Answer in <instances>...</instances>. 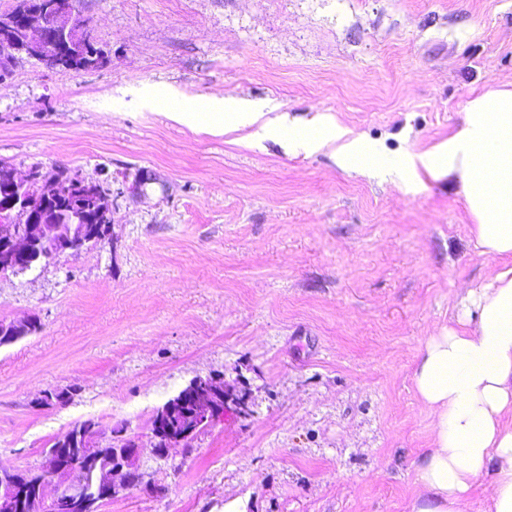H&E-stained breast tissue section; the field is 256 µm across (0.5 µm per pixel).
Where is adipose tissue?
I'll use <instances>...</instances> for the list:
<instances>
[{
    "label": "adipose tissue",
    "mask_w": 512,
    "mask_h": 512,
    "mask_svg": "<svg viewBox=\"0 0 512 512\" xmlns=\"http://www.w3.org/2000/svg\"><path fill=\"white\" fill-rule=\"evenodd\" d=\"M241 109L240 100L205 96L173 118L221 134L238 129ZM248 122L297 139L311 154L328 149L344 162L374 161L366 143L328 115L304 129L285 114L252 112ZM421 168L459 183L474 221L472 244L499 266L464 290L452 324L434 329L419 353L413 383L432 441L414 463L411 512H466L484 477V512H512V88L472 99L456 133L406 164L411 175Z\"/></svg>",
    "instance_id": "ef3b65f1"
}]
</instances>
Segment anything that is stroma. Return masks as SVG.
Wrapping results in <instances>:
<instances>
[{
    "instance_id": "obj_1",
    "label": "stroma",
    "mask_w": 512,
    "mask_h": 512,
    "mask_svg": "<svg viewBox=\"0 0 512 512\" xmlns=\"http://www.w3.org/2000/svg\"><path fill=\"white\" fill-rule=\"evenodd\" d=\"M107 66L23 58L0 78V163L99 180L109 232L0 277V468L34 469L79 421L150 435L196 377L248 413L143 455L100 512H411L431 418L413 370L454 295L496 270L447 176L393 182L477 95L512 83V0H80ZM232 96L377 145L383 175L289 153L249 128L192 129L148 107ZM141 191L131 186L140 176ZM74 389L40 406L47 389Z\"/></svg>"
}]
</instances>
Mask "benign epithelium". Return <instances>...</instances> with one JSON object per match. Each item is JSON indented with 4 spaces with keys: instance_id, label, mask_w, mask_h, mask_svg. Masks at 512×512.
<instances>
[{
    "instance_id": "7a95c632",
    "label": "benign epithelium",
    "mask_w": 512,
    "mask_h": 512,
    "mask_svg": "<svg viewBox=\"0 0 512 512\" xmlns=\"http://www.w3.org/2000/svg\"><path fill=\"white\" fill-rule=\"evenodd\" d=\"M83 14L77 0H18L0 13V63L7 67L26 56L55 68L61 44L76 42ZM78 189L68 207L53 204L55 183L31 168L19 178L0 164V276L32 270L29 255L39 250L47 262L75 256L96 239L95 224L112 223V198L96 181L72 174ZM32 320H0V337L14 343L30 334ZM243 401L224 390V379L196 377L157 408L151 420L149 448L121 428L104 431L97 423L89 431H68L47 451L46 465L27 471L26 483L15 472L0 471V512H99L103 503L136 485L134 474L144 452L167 457L174 447L186 446L201 430L241 413ZM122 476L115 484L113 477ZM54 486L51 497L45 488Z\"/></svg>"
}]
</instances>
